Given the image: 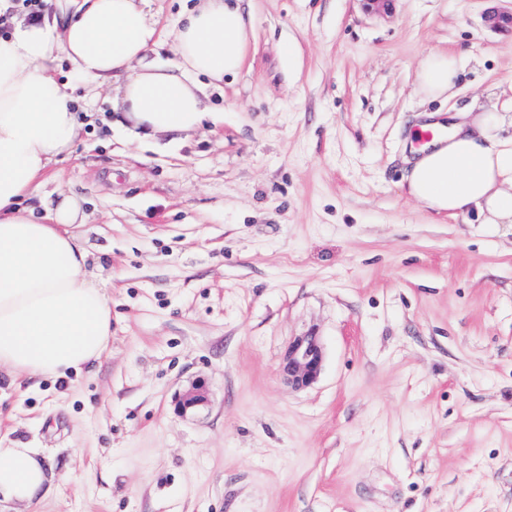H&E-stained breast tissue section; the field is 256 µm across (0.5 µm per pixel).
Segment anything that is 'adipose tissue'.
<instances>
[{
  "instance_id": "ef3b65f1",
  "label": "adipose tissue",
  "mask_w": 512,
  "mask_h": 512,
  "mask_svg": "<svg viewBox=\"0 0 512 512\" xmlns=\"http://www.w3.org/2000/svg\"><path fill=\"white\" fill-rule=\"evenodd\" d=\"M37 21L0 0V369L18 377L69 380L100 359L112 335L108 296L88 274L78 199L61 196L35 217L44 177L69 156L82 123L57 77L67 59L86 90L119 80L120 121L130 135L189 133L211 112L196 81L237 74L253 38L238 0H196L175 24L177 55L151 61L159 36L146 0H48ZM461 53L430 52L416 76L424 98L454 96ZM433 134L411 150L406 191L434 214L476 212L483 224H512V111L429 112L410 130ZM47 473L32 448L0 447V501L34 503Z\"/></svg>"
}]
</instances>
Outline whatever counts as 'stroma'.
<instances>
[{"instance_id":"35a3bbf8","label":"stroma","mask_w":512,"mask_h":512,"mask_svg":"<svg viewBox=\"0 0 512 512\" xmlns=\"http://www.w3.org/2000/svg\"><path fill=\"white\" fill-rule=\"evenodd\" d=\"M192 6L151 0L155 60ZM488 6L243 0L244 68L205 88L224 118L177 141L110 127L115 88L79 98L92 121L42 193L82 200L112 337L68 382L0 370V445L49 475L0 512H512V226L402 186L416 113L512 100ZM433 50L471 55L452 101L414 91ZM311 326L323 370L294 390ZM323 363L320 337L314 329H309L288 343L281 362V373L291 387L304 389L318 380ZM206 401V390L204 383L197 382L188 388L177 401V411L186 414L195 410Z\"/></svg>"}]
</instances>
